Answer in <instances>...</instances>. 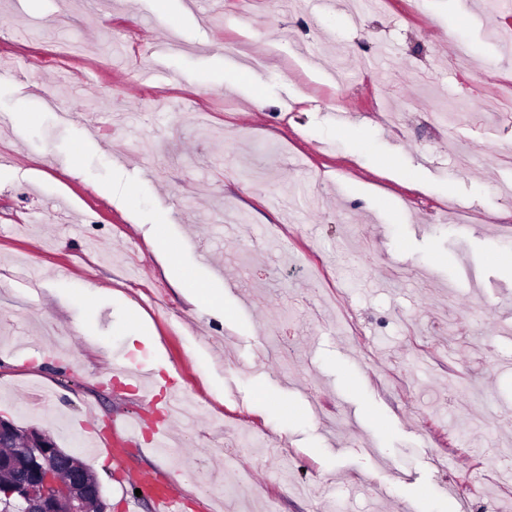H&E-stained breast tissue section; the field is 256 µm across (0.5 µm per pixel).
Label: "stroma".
Segmentation results:
<instances>
[{
    "instance_id": "obj_1",
    "label": "stroma",
    "mask_w": 512,
    "mask_h": 512,
    "mask_svg": "<svg viewBox=\"0 0 512 512\" xmlns=\"http://www.w3.org/2000/svg\"><path fill=\"white\" fill-rule=\"evenodd\" d=\"M0 58L33 78L0 75V413L84 457L109 512H151L133 470L184 512H512V13L0 0ZM171 243L232 318L188 302ZM118 352L193 395L185 457L87 455L147 407ZM137 488L149 498L157 512H180L181 499L174 492L173 481L162 472L140 476Z\"/></svg>"
}]
</instances>
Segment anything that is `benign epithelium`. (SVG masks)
<instances>
[{"mask_svg":"<svg viewBox=\"0 0 512 512\" xmlns=\"http://www.w3.org/2000/svg\"><path fill=\"white\" fill-rule=\"evenodd\" d=\"M24 440L32 450L22 476L10 483L15 512H107L96 476L77 456L35 428H20L0 415V447Z\"/></svg>","mask_w":512,"mask_h":512,"instance_id":"obj_1","label":"benign epithelium"}]
</instances>
